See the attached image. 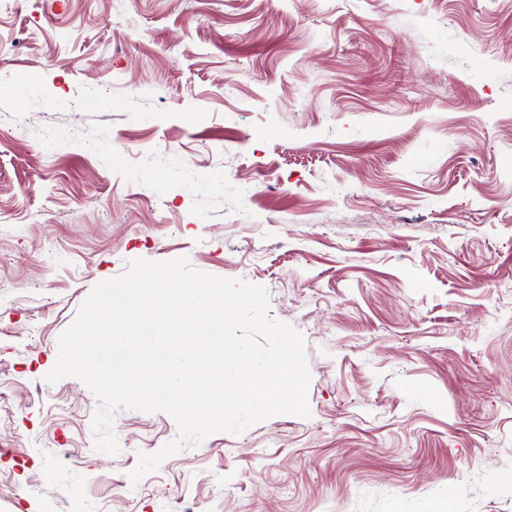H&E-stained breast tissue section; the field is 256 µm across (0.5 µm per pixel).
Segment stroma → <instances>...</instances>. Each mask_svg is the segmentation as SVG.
<instances>
[{
    "label": "stroma",
    "mask_w": 512,
    "mask_h": 512,
    "mask_svg": "<svg viewBox=\"0 0 512 512\" xmlns=\"http://www.w3.org/2000/svg\"><path fill=\"white\" fill-rule=\"evenodd\" d=\"M0 512H512V0L0 11ZM187 257L300 331L309 417L177 433L46 382L92 287Z\"/></svg>",
    "instance_id": "35a3bbf8"
}]
</instances>
